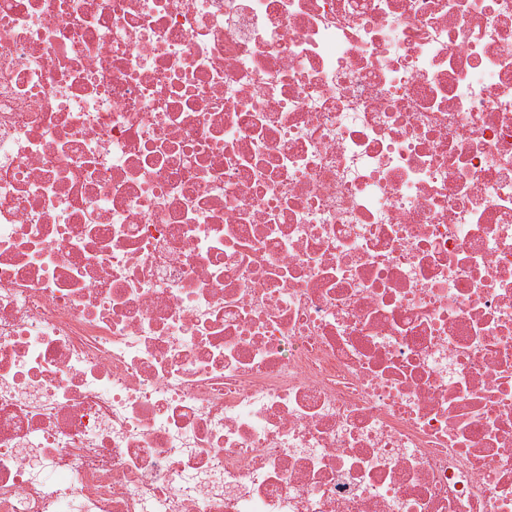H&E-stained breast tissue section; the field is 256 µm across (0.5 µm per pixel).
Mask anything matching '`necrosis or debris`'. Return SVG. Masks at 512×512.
<instances>
[{
  "label": "necrosis or debris",
  "mask_w": 512,
  "mask_h": 512,
  "mask_svg": "<svg viewBox=\"0 0 512 512\" xmlns=\"http://www.w3.org/2000/svg\"><path fill=\"white\" fill-rule=\"evenodd\" d=\"M0 512H512V0H0Z\"/></svg>",
  "instance_id": "4bbe7bcc"
}]
</instances>
